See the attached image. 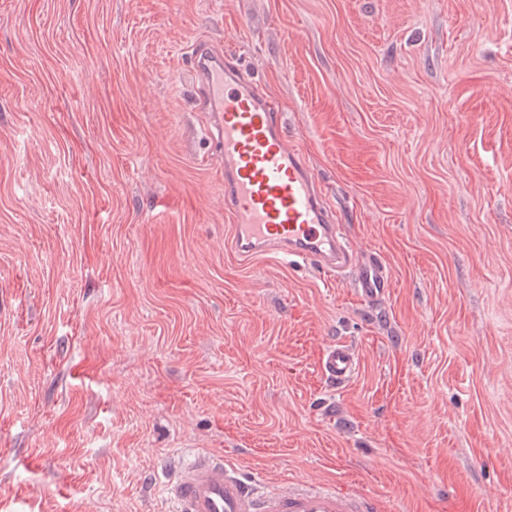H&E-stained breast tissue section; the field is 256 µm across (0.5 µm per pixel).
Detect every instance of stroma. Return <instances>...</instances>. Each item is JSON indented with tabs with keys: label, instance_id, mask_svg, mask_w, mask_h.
I'll return each mask as SVG.
<instances>
[{
	"label": "stroma",
	"instance_id": "1",
	"mask_svg": "<svg viewBox=\"0 0 512 512\" xmlns=\"http://www.w3.org/2000/svg\"><path fill=\"white\" fill-rule=\"evenodd\" d=\"M198 45L278 101L384 299L239 260ZM180 450L512 512V0H0V512H168ZM358 355L350 345L336 343L328 346L320 361L323 376L331 383L349 382L357 372Z\"/></svg>",
	"mask_w": 512,
	"mask_h": 512
}]
</instances>
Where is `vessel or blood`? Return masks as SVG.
Returning <instances> with one entry per match:
<instances>
[{"label":"vessel or blood","mask_w":512,"mask_h":512,"mask_svg":"<svg viewBox=\"0 0 512 512\" xmlns=\"http://www.w3.org/2000/svg\"><path fill=\"white\" fill-rule=\"evenodd\" d=\"M193 72L213 117L233 251L245 259L274 251L331 271L350 269L359 296L383 298L390 286L384 264L358 258L348 246L307 157L284 132L278 103L230 56L195 51ZM358 365L355 349L339 342L326 348L320 370L344 384ZM166 494L171 512H379L376 501L335 487L265 485L208 452L177 461Z\"/></svg>","instance_id":"b4317fda"}]
</instances>
